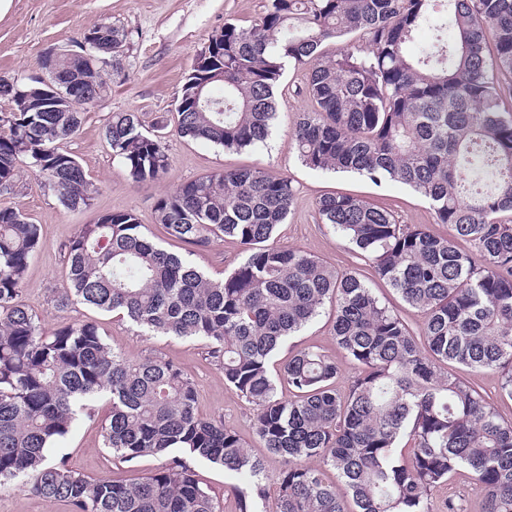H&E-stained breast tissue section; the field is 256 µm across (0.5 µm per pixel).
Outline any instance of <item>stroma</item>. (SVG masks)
I'll list each match as a JSON object with an SVG mask.
<instances>
[{"label":"stroma","mask_w":512,"mask_h":512,"mask_svg":"<svg viewBox=\"0 0 512 512\" xmlns=\"http://www.w3.org/2000/svg\"><path fill=\"white\" fill-rule=\"evenodd\" d=\"M265 0H9L0 11V77L30 81L44 77L39 65L48 49H77L89 27L105 23L127 34L121 72L107 73L108 88L100 101L84 109L77 136L65 143L97 190L89 208H66L58 192L44 185L27 162H20L14 192L0 194V207H10L38 224L41 246L30 262L23 303L41 326L52 330L82 321L97 323L114 352L134 360L161 357L182 368L197 391V408L208 419L223 421L244 441L248 451L264 460L268 476H275L281 463L264 448L253 428L255 408L245 397L224 383V373L211 361L208 348L199 339L147 336L131 323L75 303L59 306L57 297L65 286V246L80 225L99 213L112 210L134 212L145 232L168 251L190 254L192 261L212 276L222 277L245 256V248L224 239L203 250H189L168 238L154 220L157 199L183 183L213 171L263 167L287 176L295 200L286 224L280 225L274 243L299 248L327 261L339 270H357L366 276L374 295L398 308L406 320L420 325L421 316L403 305L398 295L371 269L354 248L330 225L321 223L316 200L327 193H344L391 211L398 223L426 227L445 236L447 225L436 223L428 201L410 187L394 181L374 184L353 173L313 171L305 167L295 149L293 127L298 113L314 107L305 88L304 69H287L277 90L278 114L269 138L256 147L232 151L219 145L182 137L177 131L178 97L199 53L209 38L227 20L246 24L263 10ZM134 112L145 129L164 122L163 145L169 159L164 177L154 184L134 181L122 162L114 157L105 138L113 113ZM311 348L334 359L339 367L337 385L347 388L358 375L359 365L338 349L332 336V316L321 312L300 334L286 341L271 365L279 370L291 352ZM452 373L477 388L495 406L504 421L512 422V399L499 392V378L492 372L459 365ZM91 414L76 420L59 454L73 470L97 478L130 483L165 465V458L144 456L125 462L103 446V427L110 405L106 397L91 403ZM200 485L218 501L222 512H238L240 494H252L244 477L212 464L188 458ZM461 504L465 512H482L483 493L467 472L453 476L447 487L432 495L433 512H446V499ZM0 512H71L67 503L45 499L11 486L0 488Z\"/></svg>","instance_id":"stroma-1"}]
</instances>
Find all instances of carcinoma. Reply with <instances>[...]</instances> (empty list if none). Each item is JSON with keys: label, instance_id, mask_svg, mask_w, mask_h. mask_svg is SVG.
Wrapping results in <instances>:
<instances>
[{"label": "carcinoma", "instance_id": "1", "mask_svg": "<svg viewBox=\"0 0 512 512\" xmlns=\"http://www.w3.org/2000/svg\"><path fill=\"white\" fill-rule=\"evenodd\" d=\"M428 27L432 41L416 42ZM494 49H488V37ZM125 33L98 24L89 52L41 57L49 82L0 78V194L18 162L71 209L96 189L61 143L80 130L83 97L106 92L102 60L122 69ZM340 42L329 53L328 41ZM307 69L315 107L293 137L314 171L356 172L427 199L451 234L407 227L358 197L316 202L374 273L420 314L414 333L355 273L299 248L270 244L295 198L292 181L262 168L213 172L157 199L155 223L208 248L226 237L247 256L221 280L167 251L131 211L83 224L66 246L59 305L115 313L148 336L206 341L224 384L255 406L254 429L281 459L275 512H432L433 492L461 470L484 494V512H512V423L441 365L494 371L512 399V0H266L244 26L226 22L195 59L178 99V132L226 149L264 142L286 67ZM113 155L139 183L168 169L161 138L132 112H114ZM40 246L39 225L0 209V487L68 503L73 512H220L179 451L248 476L267 493L263 463L222 420L201 417L191 377L163 358L132 360L99 328L45 330L21 301ZM336 345L361 366L347 389L335 360L310 348L283 362L293 393L279 396L269 362L325 306ZM111 402L104 447L125 461L167 456L134 483L69 468L52 450L88 402ZM336 471L347 496L325 480Z\"/></svg>", "mask_w": 512, "mask_h": 512}]
</instances>
